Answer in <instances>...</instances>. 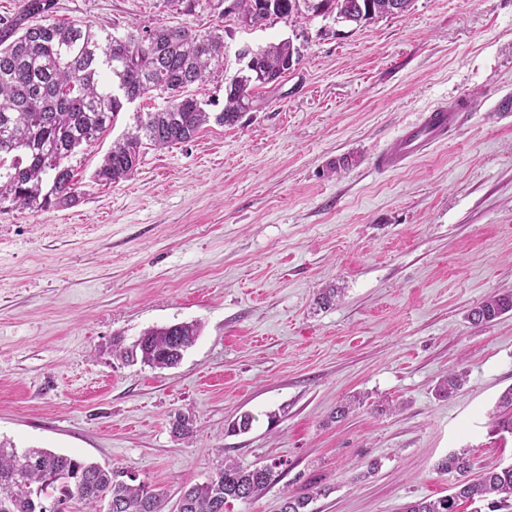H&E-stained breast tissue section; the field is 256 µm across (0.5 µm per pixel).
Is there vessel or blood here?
I'll use <instances>...</instances> for the list:
<instances>
[{"label": "vessel or blood", "mask_w": 512, "mask_h": 512, "mask_svg": "<svg viewBox=\"0 0 512 512\" xmlns=\"http://www.w3.org/2000/svg\"><path fill=\"white\" fill-rule=\"evenodd\" d=\"M474 108L473 101L462 96L450 105L426 112L419 123L401 131L391 149L376 154L375 167L381 171H395L408 161L426 155L434 146L447 140L449 133L461 123L465 114Z\"/></svg>", "instance_id": "obj_1"}]
</instances>
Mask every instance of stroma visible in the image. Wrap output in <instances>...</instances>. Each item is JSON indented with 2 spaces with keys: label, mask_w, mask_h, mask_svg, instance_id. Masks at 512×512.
Segmentation results:
<instances>
[{
  "label": "stroma",
  "mask_w": 512,
  "mask_h": 512,
  "mask_svg": "<svg viewBox=\"0 0 512 512\" xmlns=\"http://www.w3.org/2000/svg\"><path fill=\"white\" fill-rule=\"evenodd\" d=\"M56 16L112 32L216 22L169 0H57ZM285 38L300 64L236 125L143 146L131 178L96 184L134 113L162 104L137 99L73 158L75 203L0 204V439L120 469L164 491L165 512L226 459L284 471L234 512H279L304 486L310 512H402L447 494L455 477L437 464L451 452L512 464V434L494 430L512 312L468 318L512 293V0H413L361 27L228 19L229 71L239 47ZM462 95L477 107L445 143L374 167L421 112ZM325 288L339 295L322 307ZM191 321L201 334L175 367L115 353ZM453 368L465 385L439 395ZM247 413L250 430L229 433ZM512 311V293L494 294L471 309L469 320L475 324L490 323L501 315Z\"/></svg>",
  "instance_id": "1"
}]
</instances>
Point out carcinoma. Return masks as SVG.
Listing matches in <instances>:
<instances>
[{
	"mask_svg": "<svg viewBox=\"0 0 512 512\" xmlns=\"http://www.w3.org/2000/svg\"><path fill=\"white\" fill-rule=\"evenodd\" d=\"M407 11L412 0H322L338 19L360 25L393 15L394 2ZM57 0H26L11 19H0V203L11 201L43 211L76 201L78 181L70 160L113 127L126 104L153 95L165 100L154 112L135 114L133 129L112 144L95 171V182L130 178L143 141L162 148L191 141L203 126H231L241 113L261 104L255 90L282 78L298 64L300 50L290 39L256 50V65L238 60L224 81L218 112L186 93L223 73L224 25L199 31L184 25L132 26L121 40L83 23L55 20ZM238 24L261 27L314 15L312 0H233ZM512 311V293L494 294L471 309L469 320L490 323ZM196 322H178L145 331L120 355L154 367L177 364L197 340ZM462 375L449 372L438 391L452 395ZM495 428L512 434V388L499 399ZM279 465L243 467L226 460L211 480L189 486L178 512H229L235 501L263 494L280 477ZM465 451L441 459L438 469L456 474L449 493L420 499L403 512H462L483 501L512 509V465L487 464L474 477ZM310 490L285 492L282 512H308ZM164 512V498L145 483L130 484L120 471L43 448L17 451L0 441V512Z\"/></svg>",
	"mask_w": 512,
	"mask_h": 512,
	"instance_id": "cac0c4a2",
	"label": "carcinoma"
}]
</instances>
